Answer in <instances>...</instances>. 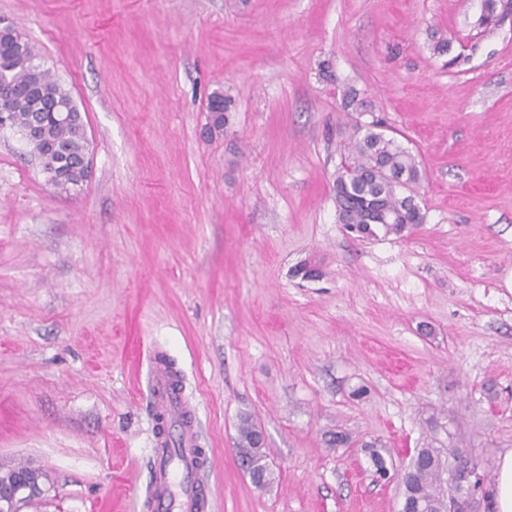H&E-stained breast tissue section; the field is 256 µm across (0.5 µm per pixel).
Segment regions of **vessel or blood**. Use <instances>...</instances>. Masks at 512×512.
<instances>
[{
	"instance_id": "1",
	"label": "vessel or blood",
	"mask_w": 512,
	"mask_h": 512,
	"mask_svg": "<svg viewBox=\"0 0 512 512\" xmlns=\"http://www.w3.org/2000/svg\"><path fill=\"white\" fill-rule=\"evenodd\" d=\"M154 418L167 426L151 450L153 512H210L212 507L199 482L207 459L198 445L197 411L182 396L180 377L163 357H155L150 371Z\"/></svg>"
}]
</instances>
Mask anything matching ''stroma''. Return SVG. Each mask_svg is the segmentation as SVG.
Listing matches in <instances>:
<instances>
[{
	"label": "stroma",
	"instance_id": "1",
	"mask_svg": "<svg viewBox=\"0 0 512 512\" xmlns=\"http://www.w3.org/2000/svg\"><path fill=\"white\" fill-rule=\"evenodd\" d=\"M481 15L482 0H0L90 142L66 194L0 130V467L46 474L21 512H142L155 349L198 411L212 512H399L427 444L496 479L512 449V11ZM375 119L424 173L425 222L402 238L337 220L343 146ZM246 417L266 488L237 460ZM336 430L350 447L327 445Z\"/></svg>",
	"mask_w": 512,
	"mask_h": 512
}]
</instances>
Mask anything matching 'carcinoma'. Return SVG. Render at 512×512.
<instances>
[{
	"label": "carcinoma",
	"instance_id": "cac0c4a2",
	"mask_svg": "<svg viewBox=\"0 0 512 512\" xmlns=\"http://www.w3.org/2000/svg\"><path fill=\"white\" fill-rule=\"evenodd\" d=\"M22 36L9 25L0 30V91L9 96L8 120L22 133L36 126L38 133L26 139L35 156L58 147L66 153L63 179L47 174L55 187L75 189L84 180L81 158L89 150L84 121L79 109L75 120L57 119L60 104L73 102L70 93L48 71L35 63L34 47L23 51ZM423 180L418 156L395 137L384 132L378 122L354 125L346 152L336 167L333 181L339 223L363 238L383 233L404 237L424 223L425 214L416 201ZM263 433L245 418L238 428L237 445L247 457L250 472L273 482L263 451ZM386 444L375 439L364 445L380 477L387 469L380 449ZM441 457L435 448H418L415 463L402 477L404 500L422 501L427 512H448V495L442 484Z\"/></svg>",
	"mask_w": 512,
	"mask_h": 512
}]
</instances>
